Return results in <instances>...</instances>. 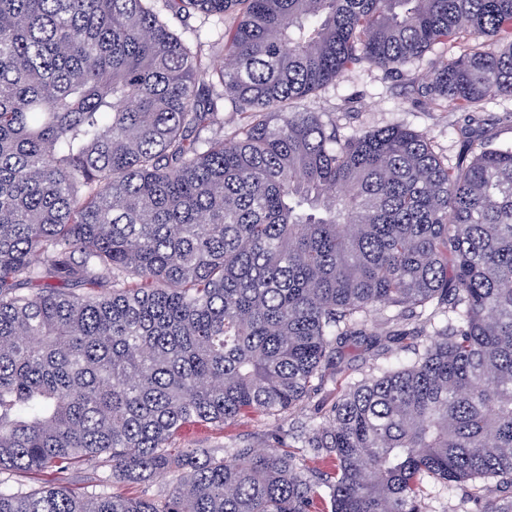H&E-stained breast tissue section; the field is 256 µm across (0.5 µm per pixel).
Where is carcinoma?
Instances as JSON below:
<instances>
[{
	"mask_svg": "<svg viewBox=\"0 0 512 512\" xmlns=\"http://www.w3.org/2000/svg\"><path fill=\"white\" fill-rule=\"evenodd\" d=\"M157 2L0 0V512H427L431 480L512 512V148L295 110L437 47L428 104L512 98V0ZM338 376L301 458L175 447ZM92 460L172 485L11 483ZM177 26L184 33L183 35L188 41H196L195 34L192 33V30L199 29V33L201 34V41L204 45L203 53H206L208 60H210L215 65L222 62L220 45L212 46V44H214V40L217 39L216 31H218V25H215V23L211 20L204 23L203 18L197 17V19L190 22L191 30L185 31L179 25ZM171 483V477H159L143 483L116 484L113 490L128 497L157 496L167 491Z\"/></svg>",
	"mask_w": 512,
	"mask_h": 512,
	"instance_id": "cac0c4a2",
	"label": "carcinoma"
}]
</instances>
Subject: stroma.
Wrapping results in <instances>:
<instances>
[{"label":"stroma","instance_id":"35a3bbf8","mask_svg":"<svg viewBox=\"0 0 512 512\" xmlns=\"http://www.w3.org/2000/svg\"><path fill=\"white\" fill-rule=\"evenodd\" d=\"M428 59L406 66L396 76L364 66L338 77L336 81L299 102L300 111L323 113L345 135L399 125L423 132L431 139L436 153L449 162L470 157L467 129H482L494 147H512V99L497 98L483 111L469 112L458 107L434 108L413 91L409 80L426 73ZM288 415L252 417L231 426L197 425L176 441L180 448H230L243 441L263 447L269 437L281 436L290 429Z\"/></svg>","mask_w":512,"mask_h":512}]
</instances>
